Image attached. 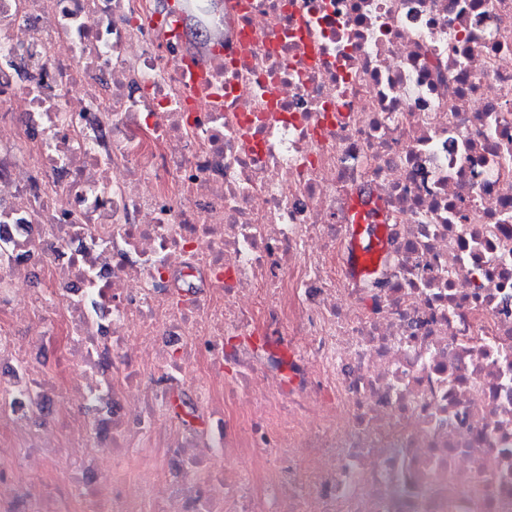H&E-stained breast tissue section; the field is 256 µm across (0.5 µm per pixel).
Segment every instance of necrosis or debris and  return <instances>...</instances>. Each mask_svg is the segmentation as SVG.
Masks as SVG:
<instances>
[{
	"label": "necrosis or debris",
	"mask_w": 512,
	"mask_h": 512,
	"mask_svg": "<svg viewBox=\"0 0 512 512\" xmlns=\"http://www.w3.org/2000/svg\"><path fill=\"white\" fill-rule=\"evenodd\" d=\"M0 512H512V0H0ZM354 224L350 225L351 236V274L354 277L369 276L373 272V262L384 248L379 218L368 214L363 209H353ZM366 231L367 238L362 241L360 235Z\"/></svg>",
	"instance_id": "4bbe7bcc"
}]
</instances>
